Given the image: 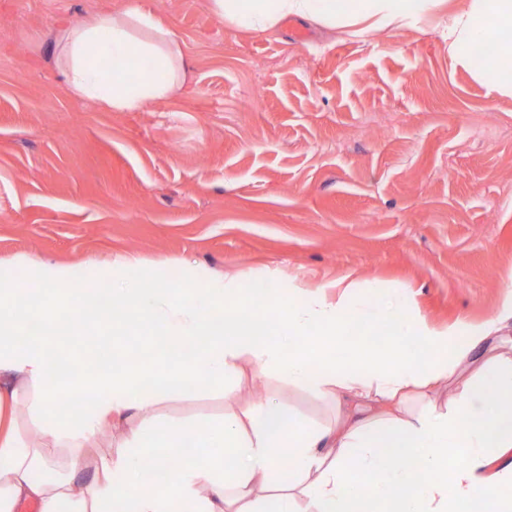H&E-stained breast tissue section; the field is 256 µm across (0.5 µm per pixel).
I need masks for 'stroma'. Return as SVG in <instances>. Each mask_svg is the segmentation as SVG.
Instances as JSON below:
<instances>
[{
	"instance_id": "stroma-1",
	"label": "stroma",
	"mask_w": 512,
	"mask_h": 512,
	"mask_svg": "<svg viewBox=\"0 0 512 512\" xmlns=\"http://www.w3.org/2000/svg\"><path fill=\"white\" fill-rule=\"evenodd\" d=\"M123 0H0V266L72 263L108 287L134 257L152 281L186 267L330 288L346 277L409 295L429 323L492 318L512 287V97L448 52L443 18L395 33L225 28L207 0H140L192 65L180 96L109 112L69 93L52 35ZM308 421L330 409L276 375L238 399ZM223 394L175 397L174 419L219 418Z\"/></svg>"
}]
</instances>
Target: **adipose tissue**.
Wrapping results in <instances>:
<instances>
[{"label":"adipose tissue","instance_id":"obj_1","mask_svg":"<svg viewBox=\"0 0 512 512\" xmlns=\"http://www.w3.org/2000/svg\"><path fill=\"white\" fill-rule=\"evenodd\" d=\"M230 28L274 32L288 19L328 31L401 27L447 11L448 52L512 31V0H210ZM55 45L66 87L111 112L175 98L189 63L175 32L126 0L64 26ZM153 77L131 80L130 53ZM112 67H96L99 59ZM0 272V512H512V292L490 320L428 323L407 299L342 286L299 289L277 323L274 287L242 294L235 277L188 270L185 288L132 280L116 259L100 295L72 265L24 258ZM223 308V320L212 316ZM253 308L241 317L242 308ZM41 333L28 335L31 324ZM106 327L146 332L135 355L72 354L67 339ZM78 368L74 391L53 381ZM266 369L331 407L306 423L249 400L216 422L152 409L175 395L232 393ZM76 415L63 409L65 399ZM288 482H280L281 473Z\"/></svg>","mask_w":512,"mask_h":512}]
</instances>
